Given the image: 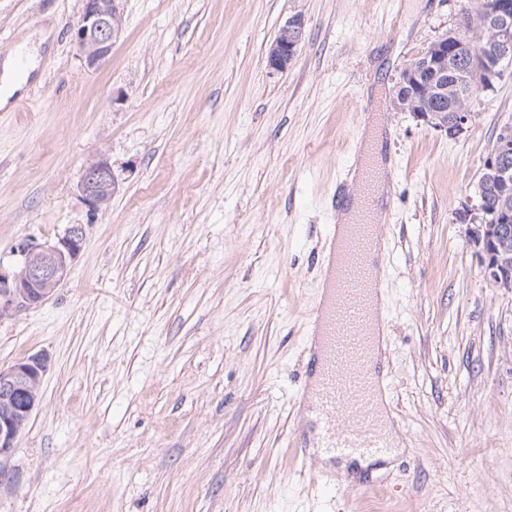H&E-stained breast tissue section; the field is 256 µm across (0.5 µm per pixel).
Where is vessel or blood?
Instances as JSON below:
<instances>
[{
    "label": "vessel or blood",
    "mask_w": 512,
    "mask_h": 512,
    "mask_svg": "<svg viewBox=\"0 0 512 512\" xmlns=\"http://www.w3.org/2000/svg\"><path fill=\"white\" fill-rule=\"evenodd\" d=\"M374 175H367L357 191L340 190L336 212L357 204L358 218L345 239L335 225L325 227L334 255L326 270L329 300H316L308 312L312 325L322 326V353L317 385L310 393L305 416L318 427L317 447L336 457L385 455L392 438L380 409L387 383L373 379L368 364L376 345L372 334V294L379 285L370 272L369 254L384 248L385 239H373L368 216L376 199Z\"/></svg>",
    "instance_id": "vessel-or-blood-1"
}]
</instances>
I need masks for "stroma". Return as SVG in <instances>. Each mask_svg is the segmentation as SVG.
<instances>
[{"label": "stroma", "mask_w": 512, "mask_h": 512, "mask_svg": "<svg viewBox=\"0 0 512 512\" xmlns=\"http://www.w3.org/2000/svg\"><path fill=\"white\" fill-rule=\"evenodd\" d=\"M470 0H123L95 69L83 0H0V61L36 46L0 108V268L82 225L70 275L0 319V367L48 357L0 476V512H512V292L486 281L458 213L512 66L459 136L394 109L406 64ZM306 21L286 72L266 50ZM378 113L395 173L383 369L398 443L361 478L295 451L321 292L327 197ZM106 157L119 189L78 184ZM327 474L335 490L313 482ZM79 188L82 196L95 208L107 210L110 207L119 185L106 158H100L83 170Z\"/></svg>", "instance_id": "stroma-1"}]
</instances>
